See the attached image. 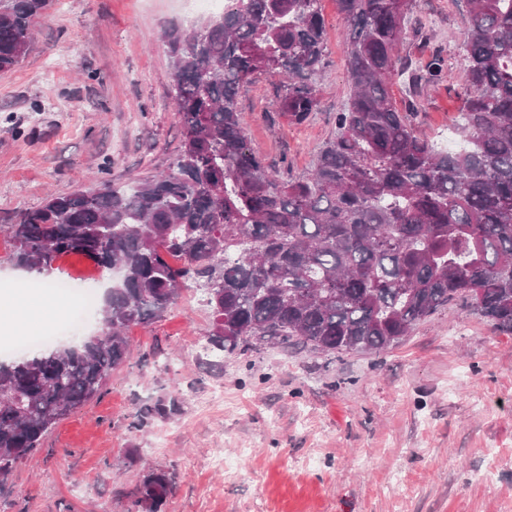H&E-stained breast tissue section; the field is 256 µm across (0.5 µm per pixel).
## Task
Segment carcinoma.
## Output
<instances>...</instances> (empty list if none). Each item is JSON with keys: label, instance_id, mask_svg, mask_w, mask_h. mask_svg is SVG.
I'll list each match as a JSON object with an SVG mask.
<instances>
[{"label": "carcinoma", "instance_id": "1", "mask_svg": "<svg viewBox=\"0 0 512 512\" xmlns=\"http://www.w3.org/2000/svg\"><path fill=\"white\" fill-rule=\"evenodd\" d=\"M49 2L0 0V71L26 55ZM335 2L350 93L306 176L268 171L237 97L260 74L281 76L277 111L294 124L318 111L321 0H230L215 19L163 30L183 128L170 170L131 187L52 193L7 227L11 261L25 271L79 254L121 280L85 349L0 363V486L101 394L130 356L126 328L160 318L189 283L223 318L209 337L218 354L255 343L382 351L459 298L512 333V0H465L454 152L416 135L403 115L416 104L401 110L389 93L409 68L400 45L415 0ZM444 67L433 57L412 85L438 82ZM174 485L171 471L151 472L133 506L159 512Z\"/></svg>", "mask_w": 512, "mask_h": 512}]
</instances>
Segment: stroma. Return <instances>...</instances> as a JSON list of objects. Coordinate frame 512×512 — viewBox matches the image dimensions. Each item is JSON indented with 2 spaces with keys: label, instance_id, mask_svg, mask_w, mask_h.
<instances>
[{
  "label": "stroma",
  "instance_id": "1",
  "mask_svg": "<svg viewBox=\"0 0 512 512\" xmlns=\"http://www.w3.org/2000/svg\"><path fill=\"white\" fill-rule=\"evenodd\" d=\"M322 12L319 111L300 125L272 111L282 86L269 75L238 98L251 145L278 177L311 171L349 94L335 0H322ZM413 15L422 31L406 30L404 54H438L446 68L409 120L452 149L465 91L463 10L417 0ZM203 18L186 0H52L25 58L0 72V293L28 278L5 234L22 211L51 192L133 185L171 166L182 125L161 32ZM27 307L24 323L0 328L25 339L0 351V363L101 328L94 310L82 327L32 345L28 336L58 314L35 296ZM211 331L194 288L160 319L129 327L130 361L17 464L0 512H133L137 486L158 468L176 475L161 512H512V334L470 304L449 305L372 353L265 345L218 357Z\"/></svg>",
  "mask_w": 512,
  "mask_h": 512
}]
</instances>
